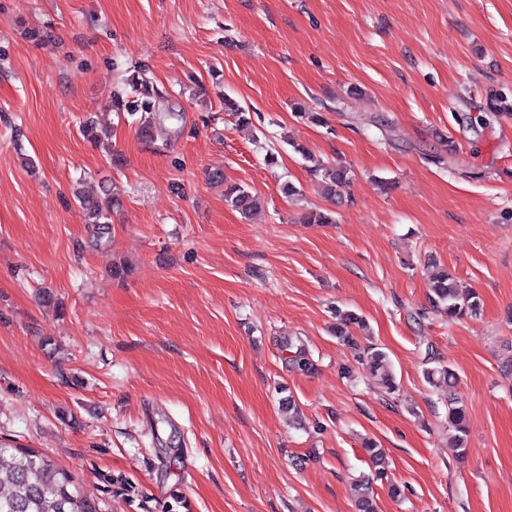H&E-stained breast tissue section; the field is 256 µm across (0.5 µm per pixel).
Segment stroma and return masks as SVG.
Segmentation results:
<instances>
[{"instance_id": "35a3bbf8", "label": "stroma", "mask_w": 512, "mask_h": 512, "mask_svg": "<svg viewBox=\"0 0 512 512\" xmlns=\"http://www.w3.org/2000/svg\"><path fill=\"white\" fill-rule=\"evenodd\" d=\"M141 64L159 112L183 117L161 148L111 107ZM494 93L512 100V0H0V441L68 470L99 512H354L367 438L408 488L374 484L380 512H512V115L487 111ZM90 117L103 144L80 133ZM321 164L350 169L341 202L318 192ZM216 170L261 210L228 206ZM82 181L121 195L106 247ZM310 208L334 223H300ZM431 257L478 315L411 321ZM335 305L389 354L399 397L342 377ZM288 336L314 373L289 370ZM430 345L466 403L462 458L448 390L423 378Z\"/></svg>"}]
</instances>
